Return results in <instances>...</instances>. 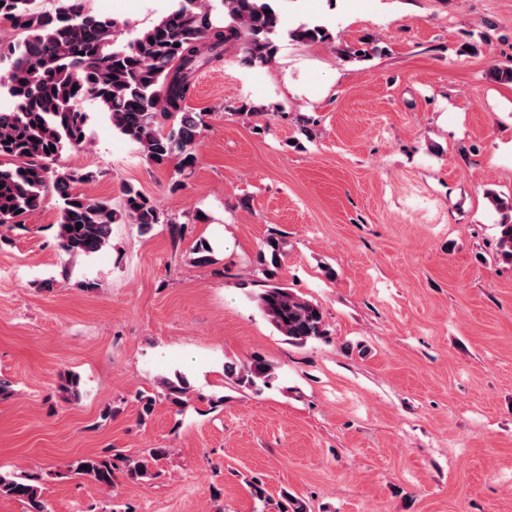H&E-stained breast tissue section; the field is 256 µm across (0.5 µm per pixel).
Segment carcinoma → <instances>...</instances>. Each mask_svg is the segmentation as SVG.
Masks as SVG:
<instances>
[{
	"label": "carcinoma",
	"mask_w": 512,
	"mask_h": 512,
	"mask_svg": "<svg viewBox=\"0 0 512 512\" xmlns=\"http://www.w3.org/2000/svg\"><path fill=\"white\" fill-rule=\"evenodd\" d=\"M32 2L0 0V17L22 34L0 49V62H9L0 87L13 100L9 110H0V226L18 225L51 194L60 204L59 250L71 258L90 256L109 243L118 214L109 199L77 190L93 180V173L55 165L64 149L86 141L84 103L100 106L112 127L139 145L148 163L164 166L175 160L179 169L189 168L197 159L202 127L198 113L185 105L195 74L223 60L229 46L239 48L248 66L268 64L277 53L282 22L272 0H178L160 22L119 45L116 21L86 11L82 0H60L53 14L34 11ZM287 36L304 44L334 39L323 25H301ZM165 120L173 121L167 130ZM123 193L126 212L141 232L164 222L139 190L126 185ZM487 198L493 209L507 212L497 225V252L512 260V201L491 192ZM164 223L172 238L182 237L183 225L171 219ZM259 261L266 281L257 300L274 328L301 345L325 336L322 309L276 280L265 258ZM224 373L256 392L274 378L273 365L259 357L228 365ZM161 389L160 396L184 409L189 393L184 377L162 380ZM59 390L65 401L77 400L80 378L61 377ZM167 454L166 448H152L145 457L122 458L127 478L151 476L150 461ZM114 469L110 454L84 456L68 465L69 474L104 488L113 486ZM0 495L22 503L24 512H48L36 473L0 474Z\"/></svg>",
	"instance_id": "cac0c4a2"
}]
</instances>
